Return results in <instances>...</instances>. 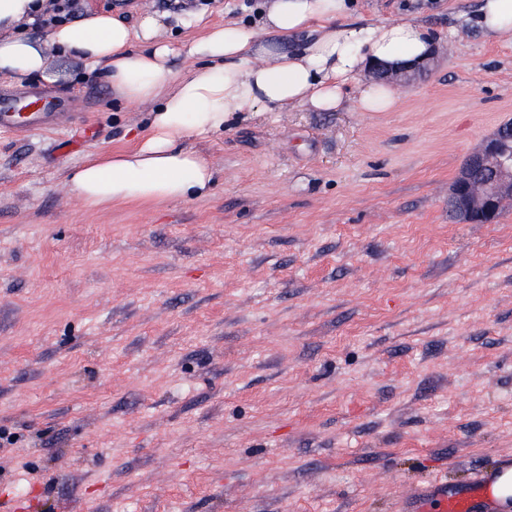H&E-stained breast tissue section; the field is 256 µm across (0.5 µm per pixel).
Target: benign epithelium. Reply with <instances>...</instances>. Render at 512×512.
<instances>
[{
  "label": "benign epithelium",
  "mask_w": 512,
  "mask_h": 512,
  "mask_svg": "<svg viewBox=\"0 0 512 512\" xmlns=\"http://www.w3.org/2000/svg\"><path fill=\"white\" fill-rule=\"evenodd\" d=\"M505 136L503 129L466 159L465 171L453 188V201L462 214L491 218L499 199L512 197V154L502 147Z\"/></svg>",
  "instance_id": "benign-epithelium-1"
}]
</instances>
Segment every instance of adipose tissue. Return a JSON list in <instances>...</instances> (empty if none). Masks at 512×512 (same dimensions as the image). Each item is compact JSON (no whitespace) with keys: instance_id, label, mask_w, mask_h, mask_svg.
I'll use <instances>...</instances> for the list:
<instances>
[{"instance_id":"ef3b65f1","label":"adipose tissue","mask_w":512,"mask_h":512,"mask_svg":"<svg viewBox=\"0 0 512 512\" xmlns=\"http://www.w3.org/2000/svg\"><path fill=\"white\" fill-rule=\"evenodd\" d=\"M355 5L264 0L254 25L210 27L203 13L190 12L146 15L130 26L102 11L55 24L48 38L63 54L102 71L125 100L154 105L148 134L76 169L75 191L91 206L204 197L214 171L186 142L223 132L237 113L336 112L354 89L363 111H394L393 90L366 80V73L429 62L440 36L410 20H354ZM44 6V0H0V77H45L39 38L17 31ZM474 23L487 39L512 43V0H480ZM175 27L206 28L185 47L203 65L173 70L176 51L164 37Z\"/></svg>"}]
</instances>
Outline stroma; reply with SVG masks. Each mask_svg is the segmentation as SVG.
<instances>
[{
	"mask_svg": "<svg viewBox=\"0 0 512 512\" xmlns=\"http://www.w3.org/2000/svg\"><path fill=\"white\" fill-rule=\"evenodd\" d=\"M478 0H361L450 45L392 112H242L192 141L184 201L88 206L87 160L146 134L42 38L57 100L0 131V512H392L424 470L512 463V199L448 218L467 155L512 121V43ZM199 0H84L128 23Z\"/></svg>",
	"mask_w": 512,
	"mask_h": 512,
	"instance_id": "1",
	"label": "stroma"
}]
</instances>
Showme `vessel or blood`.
<instances>
[{"label":"vessel or blood","mask_w":512,"mask_h":512,"mask_svg":"<svg viewBox=\"0 0 512 512\" xmlns=\"http://www.w3.org/2000/svg\"><path fill=\"white\" fill-rule=\"evenodd\" d=\"M38 119V113L22 111L15 99L0 97V128L32 129ZM510 498L512 467L494 463L461 486L449 483L444 475L426 478L417 485L405 512H495Z\"/></svg>","instance_id":"obj_1"}]
</instances>
